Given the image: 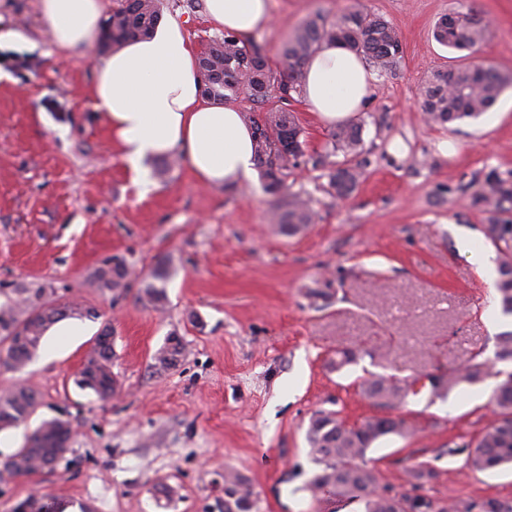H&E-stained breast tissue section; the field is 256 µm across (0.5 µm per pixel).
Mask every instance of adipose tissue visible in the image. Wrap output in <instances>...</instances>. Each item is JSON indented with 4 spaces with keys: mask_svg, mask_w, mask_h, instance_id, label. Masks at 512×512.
<instances>
[{
    "mask_svg": "<svg viewBox=\"0 0 512 512\" xmlns=\"http://www.w3.org/2000/svg\"><path fill=\"white\" fill-rule=\"evenodd\" d=\"M219 29L246 39L269 27L270 0H205ZM41 18L62 52L83 54L103 27L102 0H40ZM372 77L362 57L322 44L304 65V99L322 123L344 122L364 110ZM93 105L133 170L145 160L178 156L197 182L224 188L254 172V135L246 113L201 95L198 51L174 19L146 38L129 41L99 63Z\"/></svg>",
    "mask_w": 512,
    "mask_h": 512,
    "instance_id": "ef3b65f1",
    "label": "adipose tissue"
}]
</instances>
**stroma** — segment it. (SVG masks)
I'll return each mask as SVG.
<instances>
[{
  "label": "stroma",
  "instance_id": "stroma-1",
  "mask_svg": "<svg viewBox=\"0 0 512 512\" xmlns=\"http://www.w3.org/2000/svg\"><path fill=\"white\" fill-rule=\"evenodd\" d=\"M39 4L0 0V28L25 37L0 47V289L38 280L101 317L64 319L25 368L0 367V393L23 386L39 400L25 423L0 432V460L43 420L63 419L72 434L53 472H0V512L35 493L63 512H224L228 472L252 491V512H363L305 487L317 470L306 441L314 413L335 410L349 424L383 415L362 379L405 383L475 356L488 363L496 336L512 331L492 287L498 271L482 277L476 262L493 250L482 227L512 224V200L484 197L493 178L512 188V88L479 119L445 127L426 122L419 97L431 71L450 63L432 31L455 11L490 28L471 63L512 75V0H271L272 27L257 41L272 68L295 28L355 5L387 20L403 48L396 68L376 72L356 117L363 176L346 198L327 191L331 127L303 99L292 102L307 162L288 169L286 184L308 193L315 212L294 236L272 224L281 200L261 176L214 189L178 164L157 176L148 160L134 177L93 107L99 48L59 52ZM161 8L193 45L214 33L204 0ZM111 256L125 261L128 286L103 294L90 276ZM160 259L170 278L156 309L139 293ZM313 289L329 299L309 298ZM105 322L117 388L101 401L74 378ZM171 336L184 354L163 370L155 354ZM341 347L368 354L337 371L329 359ZM495 385L490 377L444 399L408 397L395 410L408 433L367 452L380 489L441 505L512 500V468L474 474L441 453L492 420ZM420 464L436 476L418 486L411 469Z\"/></svg>",
  "mask_w": 512,
  "mask_h": 512
}]
</instances>
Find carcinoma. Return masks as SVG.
I'll use <instances>...</instances> for the list:
<instances>
[{
    "instance_id": "obj_1",
    "label": "carcinoma",
    "mask_w": 512,
    "mask_h": 512,
    "mask_svg": "<svg viewBox=\"0 0 512 512\" xmlns=\"http://www.w3.org/2000/svg\"><path fill=\"white\" fill-rule=\"evenodd\" d=\"M162 19L160 0H117V7L105 19L101 49L117 50L126 42L154 32ZM489 35V26L469 13L453 12L439 19L435 41L450 52L476 53ZM324 42H336L366 58L380 70H391L402 57V46L394 28L382 17L352 8L332 19L317 15L295 29L281 50L282 70L275 71L261 47L253 40L222 32L202 43L198 53V71L202 95L213 102H231L241 97L258 110L253 119L257 166L265 190L273 195L283 192L284 170L304 158L303 131L288 105L301 94L303 66ZM512 85V75L491 65L458 64L434 70L421 92V109L427 120L446 126L466 119H477L490 111L502 91ZM362 125H340L332 133L331 146L343 160L327 174L328 187L338 197L353 192L362 175L352 159L363 151ZM272 220L281 231L294 235L313 221L309 202L289 194L285 208L277 209ZM482 234L501 258V278L497 284L501 312L512 316V224H486ZM128 271L118 257L102 261L93 273V284L100 291L117 293L127 287ZM168 269L158 264L144 280L141 298L155 308L167 302ZM49 285L32 281L12 288V295L0 303V365L19 369L31 361L44 334L67 317L97 319L94 308H80L72 302L46 301ZM184 346L175 336L167 339L155 355L156 364L167 369L177 363ZM359 350L338 348L330 364L340 370L357 361ZM112 345L96 342L78 372L75 384L108 400L114 393ZM495 363L512 364V331L496 336ZM498 379L491 403L494 419L473 439L448 448L450 455H464L463 466L472 472H487L512 465V369L489 373L483 363L452 368L446 373H426L429 398H445L462 384L474 385L488 376ZM411 391L383 375H374L361 383L362 394L383 408L402 405ZM38 405L34 392L21 387L0 394V430L27 421ZM404 419L373 416L356 427H349L331 410L317 412L306 431L309 455L319 471L309 480L312 492L329 489L339 497L363 505L364 512H434L432 501L421 495L381 496L376 493L378 475L366 459V451L388 435H405ZM70 426L60 419L43 421L27 442L0 465L16 476L50 469L59 449L68 447ZM224 496L237 512H251L252 493L229 473L224 477ZM512 512V503L488 499L476 505L459 502L452 512Z\"/></svg>"
}]
</instances>
